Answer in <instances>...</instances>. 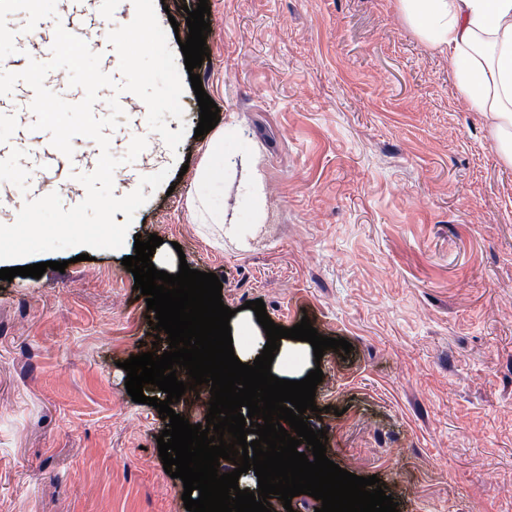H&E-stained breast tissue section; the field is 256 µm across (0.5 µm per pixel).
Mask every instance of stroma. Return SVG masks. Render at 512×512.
Here are the masks:
<instances>
[{"mask_svg":"<svg viewBox=\"0 0 512 512\" xmlns=\"http://www.w3.org/2000/svg\"><path fill=\"white\" fill-rule=\"evenodd\" d=\"M210 59L198 73L219 108L181 96L177 150L126 110L110 150L147 146L117 167L168 169L130 222L122 248L33 255L65 271L0 282V512H186L163 468L168 423L133 402L120 363L167 341L149 334L145 300L122 264L137 236L163 243L159 270L187 261L216 274L231 330L253 348L263 300L275 324L309 318L351 343L315 358L298 341L290 369L321 368L311 428L348 472L377 475L400 512H512V166L483 113L461 94L448 53L428 48L397 0H208ZM30 112H0V142L24 151ZM223 134L224 178L199 180ZM20 177L0 166L17 217L32 193L70 205L98 144L78 136ZM205 197L224 210L199 223Z\"/></svg>","mask_w":512,"mask_h":512,"instance_id":"obj_1","label":"stroma"}]
</instances>
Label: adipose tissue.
Listing matches in <instances>:
<instances>
[{
    "label": "adipose tissue",
    "mask_w": 512,
    "mask_h": 512,
    "mask_svg": "<svg viewBox=\"0 0 512 512\" xmlns=\"http://www.w3.org/2000/svg\"><path fill=\"white\" fill-rule=\"evenodd\" d=\"M430 48L451 53L460 91L512 166V0H398Z\"/></svg>",
    "instance_id": "obj_1"
}]
</instances>
